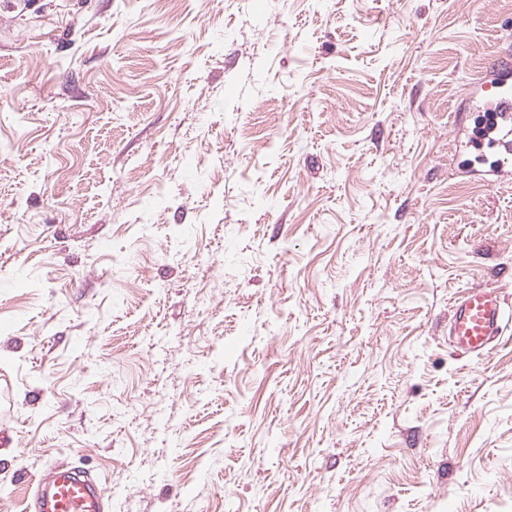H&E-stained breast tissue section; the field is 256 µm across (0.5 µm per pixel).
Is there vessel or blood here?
<instances>
[{
	"mask_svg": "<svg viewBox=\"0 0 512 512\" xmlns=\"http://www.w3.org/2000/svg\"><path fill=\"white\" fill-rule=\"evenodd\" d=\"M485 86L491 97L482 101L485 109L512 111V70L490 64ZM512 314L508 313L499 291L486 286L465 289L455 301L448 320V336L462 353L484 357L495 347ZM26 512H103L100 484L72 467L55 466L48 476L39 477L28 498Z\"/></svg>",
	"mask_w": 512,
	"mask_h": 512,
	"instance_id": "obj_1",
	"label": "vessel or blood"
}]
</instances>
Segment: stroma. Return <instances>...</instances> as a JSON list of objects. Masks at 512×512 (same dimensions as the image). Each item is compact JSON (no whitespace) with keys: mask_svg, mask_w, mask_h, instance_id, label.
<instances>
[{"mask_svg":"<svg viewBox=\"0 0 512 512\" xmlns=\"http://www.w3.org/2000/svg\"><path fill=\"white\" fill-rule=\"evenodd\" d=\"M512 0L0 6V512H512ZM135 413L123 419L121 408ZM484 87L494 89L491 97L482 99V107L486 110L505 112L512 111V71L498 64H490L484 73ZM509 319L497 289L486 286L466 288L452 307L448 336L462 353L482 358L496 346ZM36 481L27 512H102L100 483L72 467L55 466Z\"/></svg>","mask_w":512,"mask_h":512,"instance_id":"1","label":"stroma"}]
</instances>
